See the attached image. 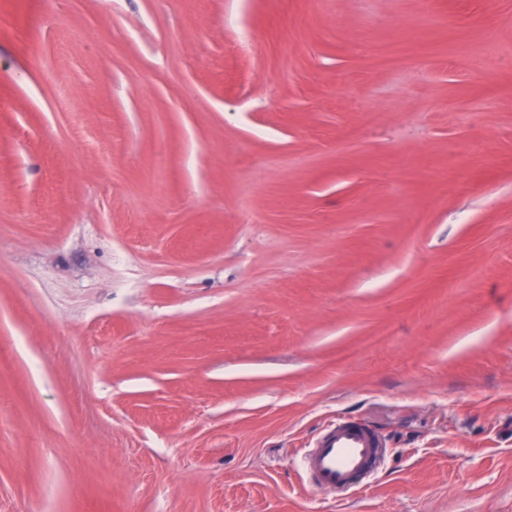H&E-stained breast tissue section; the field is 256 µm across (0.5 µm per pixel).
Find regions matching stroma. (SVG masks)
Segmentation results:
<instances>
[{
  "mask_svg": "<svg viewBox=\"0 0 512 512\" xmlns=\"http://www.w3.org/2000/svg\"><path fill=\"white\" fill-rule=\"evenodd\" d=\"M0 512H512V0H0ZM386 443L373 428L337 418L327 424L302 456L312 489L326 494L347 492L380 465Z\"/></svg>",
  "mask_w": 512,
  "mask_h": 512,
  "instance_id": "stroma-1",
  "label": "stroma"
}]
</instances>
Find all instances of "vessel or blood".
<instances>
[{"instance_id":"vessel-or-blood-1","label":"vessel or blood","mask_w":512,"mask_h":512,"mask_svg":"<svg viewBox=\"0 0 512 512\" xmlns=\"http://www.w3.org/2000/svg\"><path fill=\"white\" fill-rule=\"evenodd\" d=\"M386 443L373 428L348 418L327 424L302 456L312 489L326 494L347 492L380 465Z\"/></svg>"}]
</instances>
